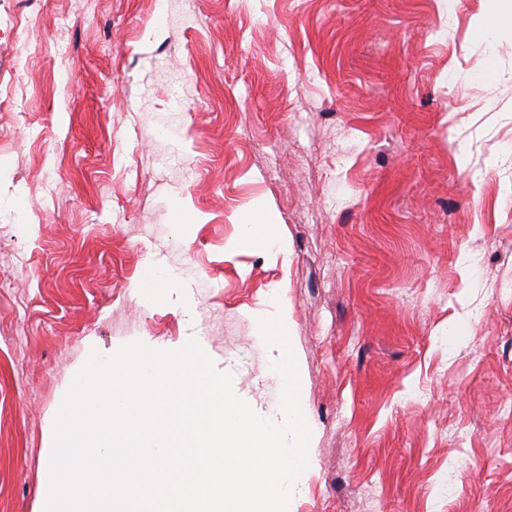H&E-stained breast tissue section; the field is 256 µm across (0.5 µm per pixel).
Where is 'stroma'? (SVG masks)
<instances>
[{
  "label": "stroma",
  "instance_id": "35a3bbf8",
  "mask_svg": "<svg viewBox=\"0 0 512 512\" xmlns=\"http://www.w3.org/2000/svg\"><path fill=\"white\" fill-rule=\"evenodd\" d=\"M485 0H0V512L92 353L197 341L289 512H512V29ZM493 61L494 80L479 70ZM263 202L279 247L237 246ZM176 286L142 289L149 264Z\"/></svg>",
  "mask_w": 512,
  "mask_h": 512
}]
</instances>
